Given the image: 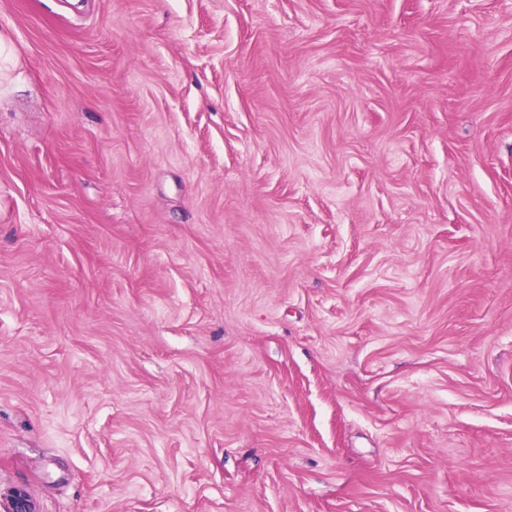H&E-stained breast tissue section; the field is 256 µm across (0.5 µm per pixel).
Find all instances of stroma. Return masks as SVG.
I'll use <instances>...</instances> for the list:
<instances>
[{"instance_id": "stroma-1", "label": "stroma", "mask_w": 512, "mask_h": 512, "mask_svg": "<svg viewBox=\"0 0 512 512\" xmlns=\"http://www.w3.org/2000/svg\"><path fill=\"white\" fill-rule=\"evenodd\" d=\"M0 39V502L512 512V0Z\"/></svg>"}]
</instances>
